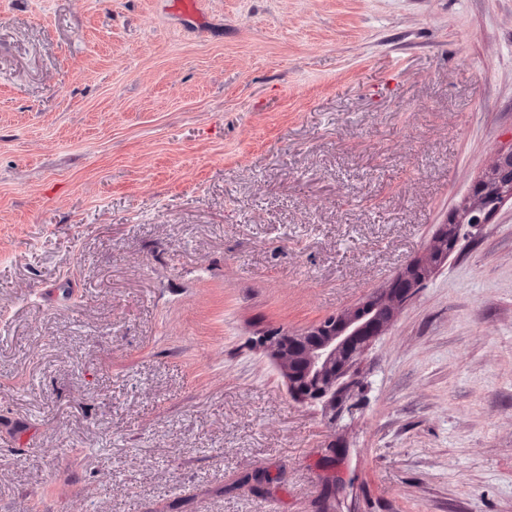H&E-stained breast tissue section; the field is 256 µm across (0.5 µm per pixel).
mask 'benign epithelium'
Instances as JSON below:
<instances>
[{"label":"benign epithelium","instance_id":"obj_1","mask_svg":"<svg viewBox=\"0 0 512 512\" xmlns=\"http://www.w3.org/2000/svg\"><path fill=\"white\" fill-rule=\"evenodd\" d=\"M507 199H512V149L485 171L470 200L462 202L443 225L426 254L381 292L301 333L259 334L256 346L273 361L289 393L306 403L336 408L345 391L344 379L357 360L388 327L396 311L444 264L463 229L487 223Z\"/></svg>","mask_w":512,"mask_h":512}]
</instances>
